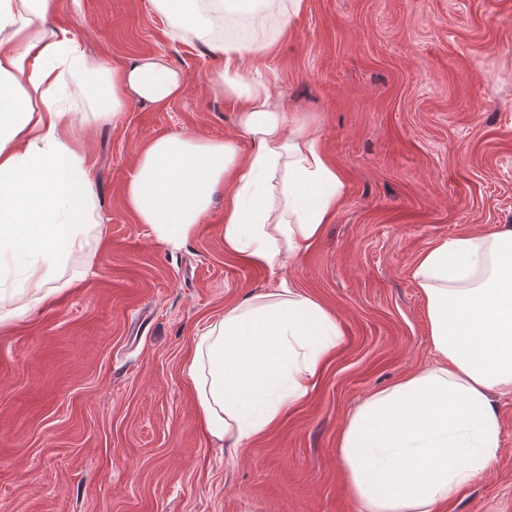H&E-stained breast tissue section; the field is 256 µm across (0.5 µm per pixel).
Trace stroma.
<instances>
[{
  "instance_id": "stroma-1",
  "label": "stroma",
  "mask_w": 512,
  "mask_h": 512,
  "mask_svg": "<svg viewBox=\"0 0 512 512\" xmlns=\"http://www.w3.org/2000/svg\"><path fill=\"white\" fill-rule=\"evenodd\" d=\"M57 23L112 66L155 54L186 94L129 103L75 136L103 232L62 291L0 326V512H358L338 448L372 392L437 357L415 262L435 240L512 224V0H308L257 75L308 116L346 193L291 281L344 342L310 395L235 455L201 427L185 372L196 336L279 273L224 251L223 200L178 251L125 202L150 140L237 139L240 104L208 87L221 56L168 37L147 0H60ZM502 451L439 512H512V393Z\"/></svg>"
}]
</instances>
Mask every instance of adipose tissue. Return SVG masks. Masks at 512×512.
<instances>
[{
    "instance_id": "adipose-tissue-1",
    "label": "adipose tissue",
    "mask_w": 512,
    "mask_h": 512,
    "mask_svg": "<svg viewBox=\"0 0 512 512\" xmlns=\"http://www.w3.org/2000/svg\"><path fill=\"white\" fill-rule=\"evenodd\" d=\"M306 5L149 0L170 36H192L223 56L211 90L242 102L250 148L189 132L155 138L137 155L127 205L179 250L223 196L225 251L281 275L276 287L225 309L187 361L204 432L230 451L306 399L344 338L336 317L286 278L336 214L344 177L311 123L247 75L271 47L269 22L287 23ZM56 9L57 0H0V324L49 296L58 267L83 250L98 221L89 158L63 100L75 89L88 95L94 123L106 125L131 99L163 107L187 92L161 57L119 67L92 60L53 24ZM413 277L437 362L375 391L345 423L339 451L358 512H438L501 449L493 395L512 391V225L434 241Z\"/></svg>"
}]
</instances>
